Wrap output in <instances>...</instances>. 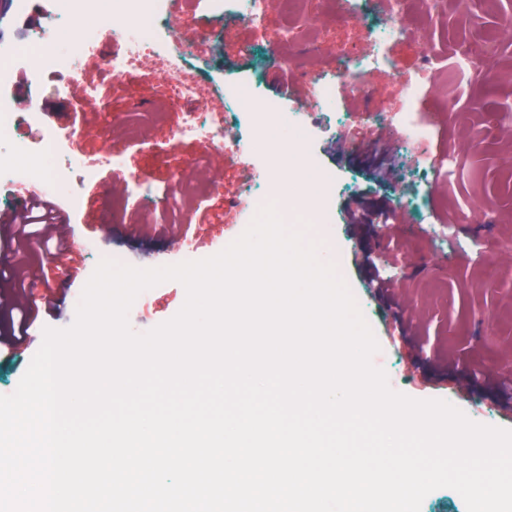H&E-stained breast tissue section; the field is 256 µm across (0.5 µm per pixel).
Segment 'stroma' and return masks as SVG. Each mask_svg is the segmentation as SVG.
Wrapping results in <instances>:
<instances>
[{"mask_svg": "<svg viewBox=\"0 0 512 512\" xmlns=\"http://www.w3.org/2000/svg\"><path fill=\"white\" fill-rule=\"evenodd\" d=\"M41 14V0H31L23 13L8 0L0 8V45L21 42ZM405 16L408 41L376 44L358 20L344 19L329 7L273 14L269 29L295 27L299 61L290 72L264 65L258 48L263 35L241 19H218L201 9L186 18L184 29L208 59L206 81L245 78L271 99L282 97V85L293 88L287 104L304 111L315 131L318 165L329 178L320 194L329 221L305 225L304 231L359 303L379 343L371 362L386 372L390 388L418 400L449 401L474 422L504 428L505 413L485 375L512 376V193L504 182L512 175V32L503 31L501 9H487L484 0H406ZM311 36L322 45L325 65L351 46L386 60L365 74L363 92L337 89L343 121L333 129L309 102L312 88L303 71ZM480 36L491 42L490 72L457 78L452 67L458 46ZM246 43L254 45L253 55L242 54ZM428 60L434 67L431 82L411 96L413 77ZM84 80L97 88L96 97L69 86L60 74L47 77L39 102L46 121L109 131L108 142H82L84 153L109 147L124 171L146 174L156 193H164L177 174L189 192L176 224L164 232L156 231L152 214L139 205L141 185L114 182L107 172L78 189L83 199L94 197V205L74 209L55 202L75 244L91 240L96 246L95 252L80 253L74 276L54 263L49 244H31L23 258H16L3 246L15 227L0 225V256L25 263L22 278L0 282V296L23 281L54 298L40 307L25 342L0 352V395L16 390L42 344L44 328L72 325V298L83 290L99 257H117L138 268L173 265L180 261L177 241L189 240L204 259L248 227L246 215L230 206L245 179L240 157L231 150L216 156L208 141L178 135L189 105L174 96L168 82L148 72L113 81L95 59L86 61ZM103 102L108 111H100ZM409 104L430 134L406 150L397 145L401 132L395 116ZM385 148L394 156L397 176L379 182L368 159ZM114 190L125 196L117 210L110 196ZM355 197L377 213L394 211L393 227L385 228L378 216L364 227L350 223L347 206ZM375 269L395 281L396 307L373 288ZM185 299L181 283L163 282L132 304L129 323L151 330L173 318ZM403 324L410 326L411 337L401 336Z\"/></svg>", "mask_w": 512, "mask_h": 512, "instance_id": "1", "label": "stroma"}]
</instances>
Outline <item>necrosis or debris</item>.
Returning <instances> with one entry per match:
<instances>
[{"instance_id":"1","label":"necrosis or debris","mask_w":512,"mask_h":512,"mask_svg":"<svg viewBox=\"0 0 512 512\" xmlns=\"http://www.w3.org/2000/svg\"><path fill=\"white\" fill-rule=\"evenodd\" d=\"M196 2L213 15H237L258 29L265 28L272 12L288 7V0ZM188 13V8L177 6L175 0H49L47 25L32 32L24 45L0 52V143L8 147L6 155L0 156V210L12 211V201L22 186L35 185L45 192L67 195L74 183L116 167L111 151H102L93 160L79 151L85 128L59 131L35 106L46 75L62 73L68 83H78L82 60L95 56L102 73L115 80L145 68L167 78L178 97L191 104L180 133L205 139L218 151L228 145L235 148L248 172L241 196L253 209L271 204L283 215L323 223L319 204L309 191L289 194L281 180L271 178L268 170L255 163L261 155L284 159L293 154L302 161L300 180L316 174V162L308 148L313 131L302 112L287 111L276 99L259 98L248 82L221 90L204 81L205 62L181 32L182 18ZM87 25L95 29L91 38L67 39L69 30ZM115 38L125 44L123 55L103 54V42ZM366 68L364 59L347 52L337 56L330 73L310 71L306 77L315 100L326 110L335 99L337 85L361 88ZM20 71L33 75L31 104L23 110L11 91L14 75ZM244 102L250 103V113L240 112Z\"/></svg>"}]
</instances>
